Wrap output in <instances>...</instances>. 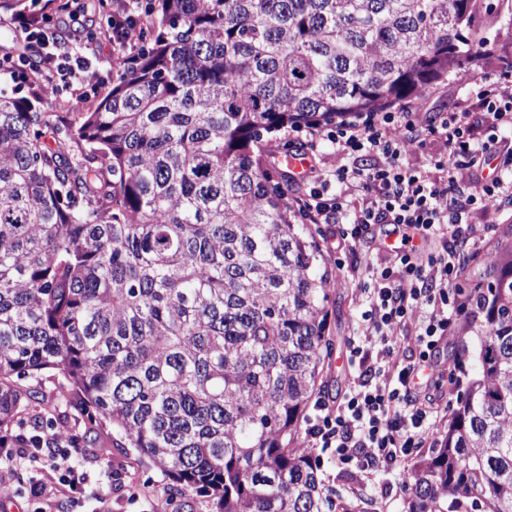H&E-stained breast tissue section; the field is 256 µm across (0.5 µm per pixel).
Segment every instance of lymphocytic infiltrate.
I'll return each mask as SVG.
<instances>
[{"label":"lymphocytic infiltrate","instance_id":"f902f5d3","mask_svg":"<svg viewBox=\"0 0 512 512\" xmlns=\"http://www.w3.org/2000/svg\"><path fill=\"white\" fill-rule=\"evenodd\" d=\"M141 0H113L112 25L101 33L112 46V63L134 57L139 44L133 33L145 22ZM39 34L43 62L28 67L13 50L0 53V70L17 80L40 81L45 88L66 90L72 103L85 100L99 81L82 53H61L51 17H44ZM474 107L436 115L430 129L440 145L433 170L402 160L415 122L408 109L354 115L324 126L328 142L342 163L303 182L294 204L312 224H337L342 238L354 243L373 224H397L420 231L430 250L404 248L401 254L372 266L363 291L368 308L360 318L361 334L350 359L355 369L350 388L337 408L319 403L305 434L312 447L328 452L341 464L357 463L369 474L394 469L416 448L432 442L440 411L433 399H420L432 353L453 336L468 314L454 290L459 265L448 246L463 233L471 212L487 216L512 205V146H500L499 133L512 129V64H503L495 77L469 89ZM371 156L366 167L351 166L352 156ZM498 159L501 175L486 179L482 172ZM417 326L420 348L415 360L396 354V338L407 322ZM10 441L0 465V482L11 483L14 463L32 465L27 496L49 512L57 492L78 490L87 477L62 447L64 438L53 428L38 436L5 432Z\"/></svg>","mask_w":512,"mask_h":512}]
</instances>
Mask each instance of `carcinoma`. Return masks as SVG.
I'll use <instances>...</instances> for the list:
<instances>
[{
	"label": "carcinoma",
	"instance_id": "cac0c4a2",
	"mask_svg": "<svg viewBox=\"0 0 512 512\" xmlns=\"http://www.w3.org/2000/svg\"><path fill=\"white\" fill-rule=\"evenodd\" d=\"M478 0H153L91 112L0 93V427L61 371L209 512H351L295 446L335 344L328 271L271 179L288 128L479 64ZM475 273L479 370L404 512H512V243Z\"/></svg>",
	"mask_w": 512,
	"mask_h": 512
}]
</instances>
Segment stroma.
I'll use <instances>...</instances> for the list:
<instances>
[{"instance_id": "stroma-1", "label": "stroma", "mask_w": 512, "mask_h": 512, "mask_svg": "<svg viewBox=\"0 0 512 512\" xmlns=\"http://www.w3.org/2000/svg\"><path fill=\"white\" fill-rule=\"evenodd\" d=\"M480 32L494 51L479 66L469 71L480 81L493 76L501 60L512 58V0H499L494 13H480ZM465 94L457 78L429 89L413 106L419 119L457 108ZM315 235L324 263L332 275L330 300L326 307L328 330L335 340V351L328 372L329 403L338 405L348 389L352 368L349 351L353 336L359 333L363 310L362 283L367 264L386 259L383 240L389 233L386 224L371 225L357 248H349L336 224H318ZM477 323L462 324L454 336L444 341L435 359L444 374L430 394L440 407L455 408L461 389L450 384L457 360L475 366ZM22 387L39 391L47 408L21 411L11 425L13 432H30L33 424L51 425L64 435L88 433L89 442L71 449L70 454L89 480L77 496L79 512H208L205 498L188 491L179 501L169 502L163 494L164 477L155 468L140 463L134 452L123 453L112 447V424L94 411L77 403L73 388L63 374L45 369L33 378L22 380ZM405 473L395 469L369 475L354 464L324 460L321 477L336 493L337 499L351 502L355 512H404L407 497L401 485Z\"/></svg>"}]
</instances>
